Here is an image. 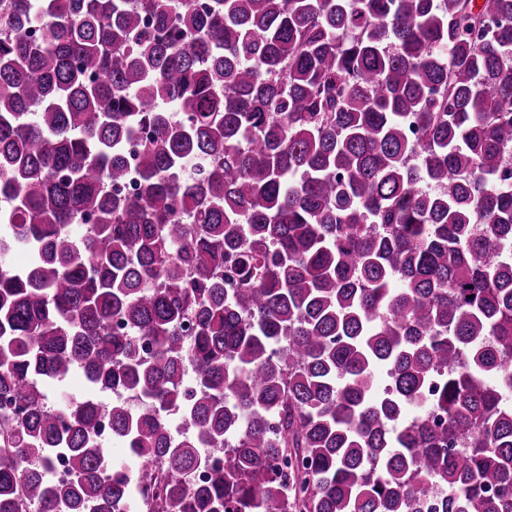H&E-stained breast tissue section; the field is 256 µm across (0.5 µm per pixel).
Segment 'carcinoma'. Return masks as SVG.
<instances>
[{
    "label": "carcinoma",
    "instance_id": "carcinoma-1",
    "mask_svg": "<svg viewBox=\"0 0 512 512\" xmlns=\"http://www.w3.org/2000/svg\"><path fill=\"white\" fill-rule=\"evenodd\" d=\"M510 157L512 0H0V512H512ZM88 386L81 370H74L63 382L49 383L44 387L47 401L63 406L73 399H80L88 393Z\"/></svg>",
    "mask_w": 512,
    "mask_h": 512
}]
</instances>
